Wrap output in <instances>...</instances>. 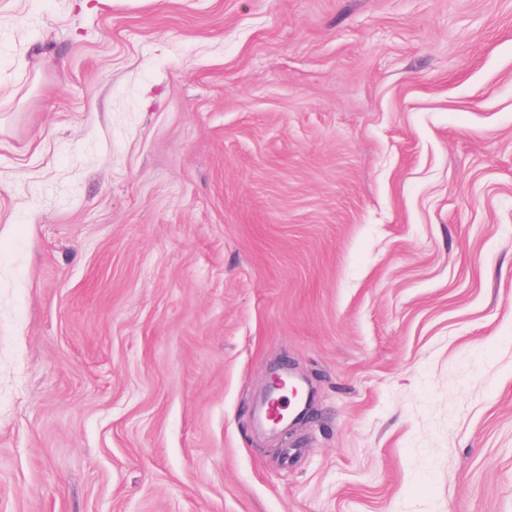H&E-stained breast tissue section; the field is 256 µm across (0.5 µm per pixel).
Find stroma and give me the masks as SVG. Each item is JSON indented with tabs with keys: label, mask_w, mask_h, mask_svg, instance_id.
<instances>
[{
	"label": "stroma",
	"mask_w": 512,
	"mask_h": 512,
	"mask_svg": "<svg viewBox=\"0 0 512 512\" xmlns=\"http://www.w3.org/2000/svg\"><path fill=\"white\" fill-rule=\"evenodd\" d=\"M0 512H512V0H0ZM286 379L288 381L292 380L293 377L291 376L290 371L286 369V371L278 372L274 371L270 377V380L268 381V384L266 385L263 398H262V404L267 400H276L273 395L276 391H278L281 387V385L286 382ZM294 382V381H293ZM295 383V382H294ZM299 384V383H298ZM294 397H297L299 395V407L302 406V409L298 412L296 416H294L291 420L290 417L287 415L286 417L279 413L278 416L271 421H273V426L271 427L272 430H280V431H288L290 429L291 425H294L297 423L298 420L301 418H304L306 414L309 411V408L311 407L312 400H313V391L311 389H308L306 392L303 390L301 384L299 386L295 383V386L292 389Z\"/></svg>",
	"instance_id": "obj_1"
}]
</instances>
